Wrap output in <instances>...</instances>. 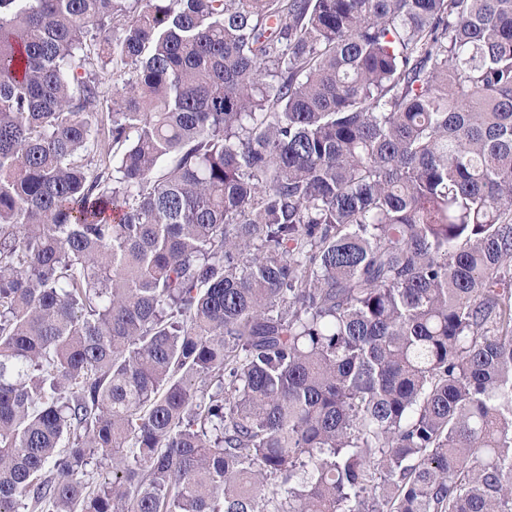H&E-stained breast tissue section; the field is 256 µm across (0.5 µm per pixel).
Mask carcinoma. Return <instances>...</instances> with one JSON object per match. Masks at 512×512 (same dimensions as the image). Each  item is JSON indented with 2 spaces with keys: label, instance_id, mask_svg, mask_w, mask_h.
<instances>
[{
  "label": "carcinoma",
  "instance_id": "1",
  "mask_svg": "<svg viewBox=\"0 0 512 512\" xmlns=\"http://www.w3.org/2000/svg\"><path fill=\"white\" fill-rule=\"evenodd\" d=\"M0 512H512V0H0Z\"/></svg>",
  "mask_w": 512,
  "mask_h": 512
}]
</instances>
